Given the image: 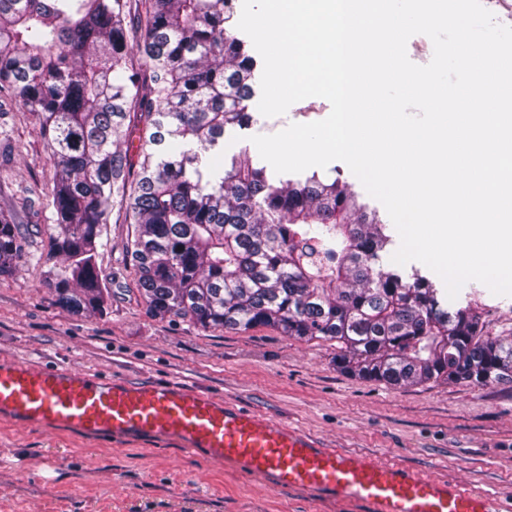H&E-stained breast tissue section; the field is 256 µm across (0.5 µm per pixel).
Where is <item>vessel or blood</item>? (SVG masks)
I'll list each match as a JSON object with an SVG mask.
<instances>
[{"label": "vessel or blood", "mask_w": 512, "mask_h": 512, "mask_svg": "<svg viewBox=\"0 0 512 512\" xmlns=\"http://www.w3.org/2000/svg\"><path fill=\"white\" fill-rule=\"evenodd\" d=\"M0 418L102 437L170 439L277 489L364 503L369 512H512L474 490L335 448L288 423L174 384H143L0 358Z\"/></svg>", "instance_id": "vessel-or-blood-1"}]
</instances>
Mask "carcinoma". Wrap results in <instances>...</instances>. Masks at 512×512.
<instances>
[{"label":"carcinoma","mask_w":512,"mask_h":512,"mask_svg":"<svg viewBox=\"0 0 512 512\" xmlns=\"http://www.w3.org/2000/svg\"><path fill=\"white\" fill-rule=\"evenodd\" d=\"M233 16V0H0V83L40 113L56 166L41 260L57 302L100 306L96 257L117 203L154 318L332 341L340 370L393 386L512 382V340L484 334L419 270L404 276L387 225L347 186L315 172L283 182L245 155L209 162L228 127L255 123L257 63ZM132 115L153 129L135 173ZM22 253L0 212V276Z\"/></svg>","instance_id":"1"}]
</instances>
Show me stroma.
<instances>
[{
	"instance_id": "35a3bbf8",
	"label": "stroma",
	"mask_w": 512,
	"mask_h": 512,
	"mask_svg": "<svg viewBox=\"0 0 512 512\" xmlns=\"http://www.w3.org/2000/svg\"><path fill=\"white\" fill-rule=\"evenodd\" d=\"M224 135V159L262 158L255 135L325 119L310 97L281 116ZM55 165L37 113L0 84V210L11 212L24 251L0 277V355L137 382H173L228 398L355 453L455 480L488 494L512 489V383L430 381L390 386L341 371L329 342L274 327L205 329L147 314L126 245L125 209L113 206L97 266L98 311L58 305L36 259L48 245ZM485 332L512 336V295L465 283ZM353 503L279 490L264 478L190 453L157 437L106 439L38 424L0 422V512H356Z\"/></svg>"
}]
</instances>
